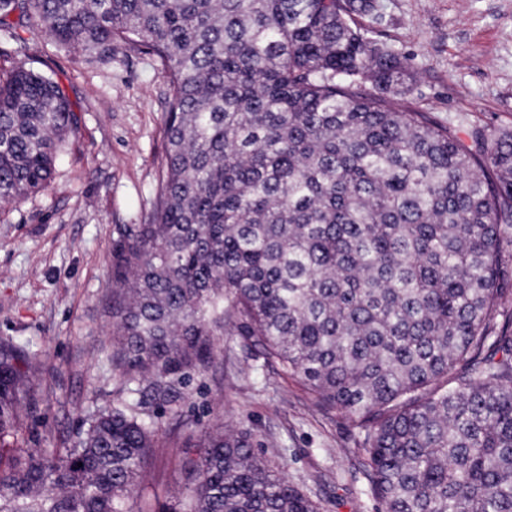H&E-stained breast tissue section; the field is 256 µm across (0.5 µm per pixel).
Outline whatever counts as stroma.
<instances>
[{
  "mask_svg": "<svg viewBox=\"0 0 512 512\" xmlns=\"http://www.w3.org/2000/svg\"><path fill=\"white\" fill-rule=\"evenodd\" d=\"M359 17L369 37L415 74L393 104L434 125L512 130V0H376ZM25 59L51 72L79 116L52 184L0 206V343L37 353L41 393L26 407L31 448H60L112 399V239L120 224L148 223L165 156L168 85L136 50L111 65L57 48L42 29L20 32ZM220 362L194 378L162 432L199 433L223 422L249 431L269 465L319 512H380L369 491L360 428L320 403L236 324ZM145 496L175 503L192 484L179 448L159 449Z\"/></svg>",
  "mask_w": 512,
  "mask_h": 512,
  "instance_id": "35a3bbf8",
  "label": "stroma"
}]
</instances>
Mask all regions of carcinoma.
<instances>
[{
	"mask_svg": "<svg viewBox=\"0 0 512 512\" xmlns=\"http://www.w3.org/2000/svg\"><path fill=\"white\" fill-rule=\"evenodd\" d=\"M375 0H0L88 59L168 82L152 220L112 241V404L65 448L19 446L38 357L0 344V512H154L155 449L190 455L166 512H317L221 423L160 437L237 322L363 430L382 512H512V131L388 104L404 59ZM53 74L0 69V203L47 188L77 128Z\"/></svg>",
	"mask_w": 512,
	"mask_h": 512,
	"instance_id": "cac0c4a2",
	"label": "carcinoma"
}]
</instances>
